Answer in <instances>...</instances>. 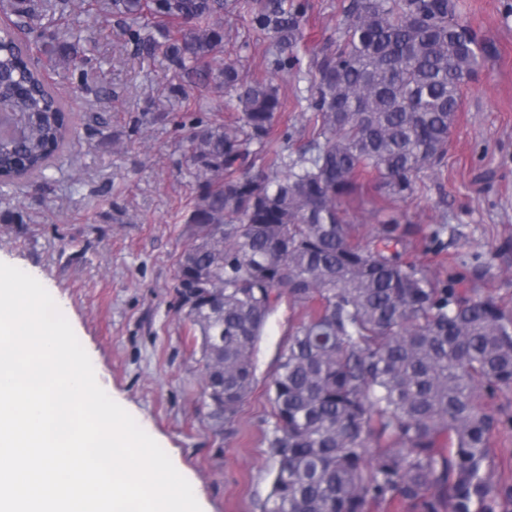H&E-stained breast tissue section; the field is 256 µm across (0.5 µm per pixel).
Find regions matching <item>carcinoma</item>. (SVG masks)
<instances>
[{
  "instance_id": "obj_1",
  "label": "carcinoma",
  "mask_w": 512,
  "mask_h": 512,
  "mask_svg": "<svg viewBox=\"0 0 512 512\" xmlns=\"http://www.w3.org/2000/svg\"><path fill=\"white\" fill-rule=\"evenodd\" d=\"M112 14L143 12L187 28L134 30L146 53L231 97L235 123L200 124L187 170L195 187L185 219L190 264L178 259L177 295L203 275L187 316L205 365L221 366L224 397L211 415L230 423L255 383L266 320L288 300L311 305L290 326L269 391L275 463L262 512H374L395 500L416 512H512V491L490 479L499 420L475 401L512 388V311L465 284L484 263L459 233L453 272L437 278L404 251L416 224L391 216L370 246L354 242L343 204L371 175L407 201L435 172L464 88L490 56L458 16L456 0H341L336 44L311 58L315 91L302 146L274 134L286 111L268 78L234 64L200 63L224 40L223 15L245 9L273 39L271 69L301 70L303 10L290 0H109ZM68 0H11L0 29V184L44 170L73 133L70 112L32 57L46 13ZM379 451L367 465L363 448Z\"/></svg>"
}]
</instances>
